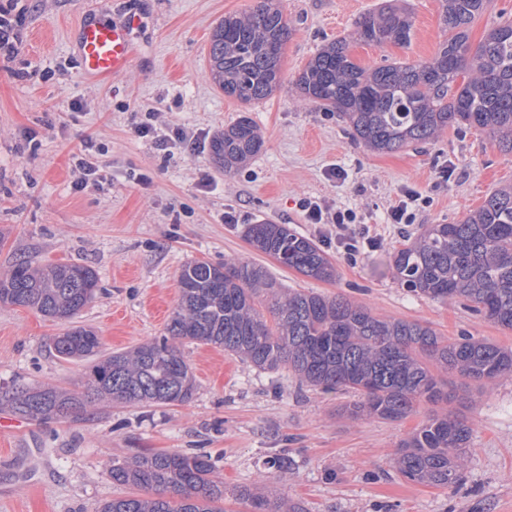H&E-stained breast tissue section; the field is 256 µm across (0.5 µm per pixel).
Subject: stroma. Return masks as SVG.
I'll return each instance as SVG.
<instances>
[{
	"instance_id": "35a3bbf8",
	"label": "stroma",
	"mask_w": 512,
	"mask_h": 512,
	"mask_svg": "<svg viewBox=\"0 0 512 512\" xmlns=\"http://www.w3.org/2000/svg\"><path fill=\"white\" fill-rule=\"evenodd\" d=\"M385 0H282L290 36L281 87L248 105L224 96L208 73L216 23L255 9L258 0H0L16 20L17 54H0V272L17 258L87 264L97 295L76 319L106 352L163 335L179 300L188 261L241 258L284 288L342 295L374 314L466 333L512 348V330L458 303L415 295L394 280L391 256L429 224H454L502 185L512 183V154L477 129H445L433 140L376 152L354 136L340 113L300 100L298 74L323 45L349 42L364 67L431 60L445 34L439 0H398L412 15L406 45L353 40L361 17ZM137 18L129 70L115 80L80 73L72 32L85 14ZM159 113L166 148L134 134ZM263 140L233 174L211 157L210 142L240 116ZM196 137L189 147L175 136ZM104 151L106 179L76 190V157L86 139ZM455 168L442 180L443 165ZM343 170L330 177L331 168ZM425 197L414 224L388 220L403 190ZM318 197L361 214L380 246L350 263L335 242H321L298 202ZM236 210L239 223L223 221ZM285 224L320 241L336 267L333 280L305 277L254 250L248 224ZM60 325L36 310L0 304V389L52 385L82 394L87 364L57 357ZM196 389L188 402L144 406L92 402L74 419L36 422L0 413V512H97L133 496L113 483V462L144 451L205 452L224 482L227 512H251L237 490L259 485L267 462L288 452L296 468L279 496L307 512H512V378L498 380L463 409L474 429L461 483L414 484L394 459L426 408L392 422L350 419L352 392L324 393L288 370L257 369L223 348L183 342Z\"/></svg>"
}]
</instances>
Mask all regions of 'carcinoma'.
I'll return each mask as SVG.
<instances>
[{"instance_id":"1","label":"carcinoma","mask_w":512,"mask_h":512,"mask_svg":"<svg viewBox=\"0 0 512 512\" xmlns=\"http://www.w3.org/2000/svg\"><path fill=\"white\" fill-rule=\"evenodd\" d=\"M448 36L432 61L363 67L348 43L322 48L296 80L303 99L346 114L367 148L392 152L436 138L449 127L479 128L492 143L512 153V22L491 28L470 51L468 28L487 0H440ZM412 21L391 5L356 23V39L405 44ZM290 28L278 0H260L242 16H228L214 28L208 54L214 83L243 104L266 99L280 86L283 47ZM262 147L253 121L242 116L211 142L214 160L229 172ZM244 237L281 265L321 281L335 267L309 238L286 224H248ZM402 287L430 300L459 301L473 314L512 329V186L503 187L456 224H430L392 256ZM180 297L165 334L129 351L104 354L97 334L72 320L96 297L97 276L86 265L16 261L0 276V304L29 307L65 325L55 338L57 356L91 361L87 395L141 405L189 401L195 384L180 349L184 340L215 345L255 367H286L322 390L354 391L362 400L346 409L361 416L397 421L422 403L425 420L401 444L399 473L407 480L451 488L461 480L473 429L457 413L437 406L452 402L435 371L453 374L478 391L512 377V349L462 334L438 335L419 322L383 319L342 296L274 286L266 272L243 259L222 264H185ZM266 295L272 321L257 308ZM85 401L53 387H19L0 392V409L30 420L68 419ZM288 456L270 461L272 479L291 470ZM112 482L144 491L108 500L99 512H224V485L204 453H141L112 463ZM254 512H305L295 503L236 493Z\"/></svg>"}]
</instances>
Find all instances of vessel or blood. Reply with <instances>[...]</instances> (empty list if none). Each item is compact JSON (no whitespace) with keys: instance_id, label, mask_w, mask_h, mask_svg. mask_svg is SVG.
Masks as SVG:
<instances>
[{"instance_id":"1","label":"vessel or blood","mask_w":512,"mask_h":512,"mask_svg":"<svg viewBox=\"0 0 512 512\" xmlns=\"http://www.w3.org/2000/svg\"><path fill=\"white\" fill-rule=\"evenodd\" d=\"M131 21H108L89 17L76 32V52L82 73L91 79L108 80L129 68L134 47Z\"/></svg>"}]
</instances>
